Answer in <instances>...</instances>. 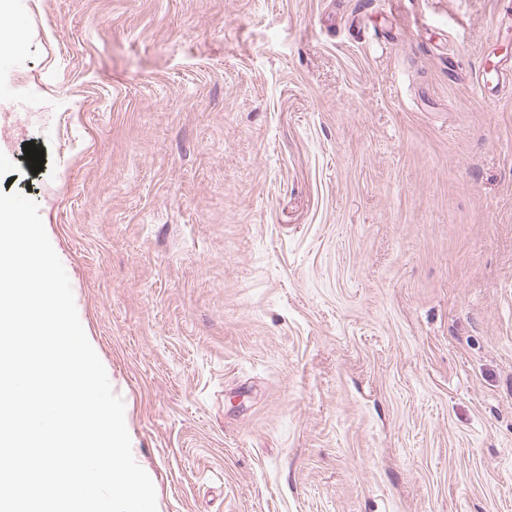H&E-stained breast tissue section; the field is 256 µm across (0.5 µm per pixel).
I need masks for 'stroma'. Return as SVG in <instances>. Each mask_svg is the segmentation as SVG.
Listing matches in <instances>:
<instances>
[{"mask_svg": "<svg viewBox=\"0 0 512 512\" xmlns=\"http://www.w3.org/2000/svg\"><path fill=\"white\" fill-rule=\"evenodd\" d=\"M510 8L12 0L0 191L157 512H512V88L474 92Z\"/></svg>", "mask_w": 512, "mask_h": 512, "instance_id": "1", "label": "stroma"}]
</instances>
